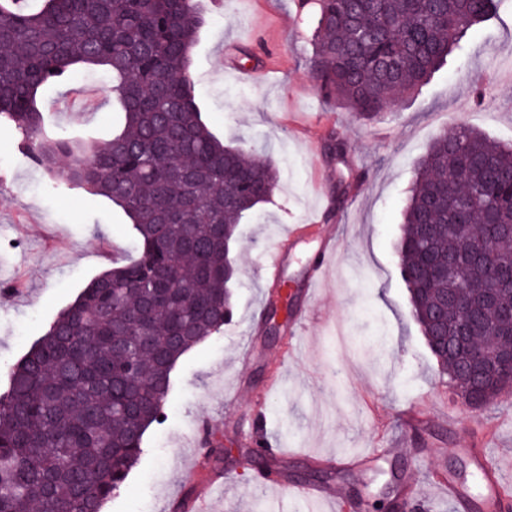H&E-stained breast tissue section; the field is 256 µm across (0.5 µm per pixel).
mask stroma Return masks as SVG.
<instances>
[{
	"label": "stroma",
	"instance_id": "35a3bbf8",
	"mask_svg": "<svg viewBox=\"0 0 512 512\" xmlns=\"http://www.w3.org/2000/svg\"><path fill=\"white\" fill-rule=\"evenodd\" d=\"M208 22L191 70L206 120L227 141L265 148L278 169L273 203L238 227L239 265L232 315L217 333L179 360L161 423L144 436L143 454L102 512H172L186 492H198L212 471L223 483L209 512H253L296 485L311 460L358 451L368 460L334 471L327 480L346 512L349 486L374 497L391 460L403 484L429 491L418 512H452L447 497L430 492L442 476L470 487L473 455L483 452L512 485V394L489 408L465 409L451 394L411 314L396 241L414 162L438 132L465 124L497 141H512V0H503L486 27L470 30L466 51L449 60L396 114L357 121L325 100L309 71L315 14L301 0H203ZM233 45L243 68L276 66L271 81L228 73L224 49ZM100 98L93 112L59 110L69 90L43 91L38 106L48 136L101 135L115 121L112 96L100 74L87 73ZM486 83L481 102L474 82ZM348 150L325 151L330 131ZM18 136L0 125V392L8 370L50 322L96 275L137 253L119 208L80 189H53L49 175L18 149ZM336 227L339 259L315 300L306 274L320 245L319 227ZM283 249L292 311L311 309L301 338L284 321L277 342L255 331L268 290L254 261ZM249 354L248 365L239 358ZM221 457L195 461L189 452L200 423ZM283 448L281 474L270 478L237 466L258 438Z\"/></svg>",
	"mask_w": 512,
	"mask_h": 512
}]
</instances>
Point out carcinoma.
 <instances>
[{"instance_id":"obj_1","label":"carcinoma","mask_w":512,"mask_h":512,"mask_svg":"<svg viewBox=\"0 0 512 512\" xmlns=\"http://www.w3.org/2000/svg\"><path fill=\"white\" fill-rule=\"evenodd\" d=\"M502 0H313L309 66L321 95L358 120L404 100L454 53ZM205 23L200 0H0V124L46 171L54 188L79 187L118 207L139 256L83 288L9 371L0 394V512H101L139 461L159 422L178 360L224 325L226 263L238 225L272 202L277 168L264 151L226 143L203 120L191 72ZM112 74L122 114L104 137L43 134L41 90L75 82L81 67ZM398 243L413 317L448 381L462 361L436 338L454 324L437 300L486 268L474 252L512 257V145L466 125L438 133L414 165ZM431 252L463 263L426 283L416 277L426 226ZM512 309V288L470 316V335L491 334ZM512 390L502 374L487 406Z\"/></svg>"}]
</instances>
